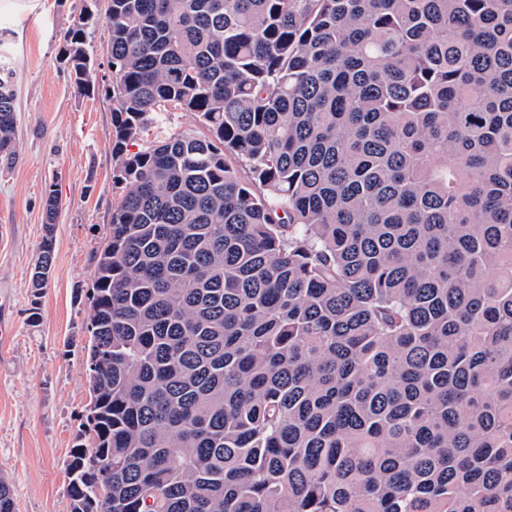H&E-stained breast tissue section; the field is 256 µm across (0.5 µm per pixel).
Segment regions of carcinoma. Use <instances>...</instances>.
Returning <instances> with one entry per match:
<instances>
[{
	"mask_svg": "<svg viewBox=\"0 0 512 512\" xmlns=\"http://www.w3.org/2000/svg\"><path fill=\"white\" fill-rule=\"evenodd\" d=\"M110 4L71 512H512V0ZM183 130L203 131V128L199 125L198 119L192 112H171L167 123L163 127L150 128L148 135L146 134L143 140L133 142V144L129 146V150L130 152H136L149 141Z\"/></svg>",
	"mask_w": 512,
	"mask_h": 512,
	"instance_id": "carcinoma-1",
	"label": "carcinoma"
}]
</instances>
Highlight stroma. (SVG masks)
<instances>
[{
  "instance_id": "stroma-1",
  "label": "stroma",
  "mask_w": 512,
  "mask_h": 512,
  "mask_svg": "<svg viewBox=\"0 0 512 512\" xmlns=\"http://www.w3.org/2000/svg\"><path fill=\"white\" fill-rule=\"evenodd\" d=\"M105 4L46 0L27 17L19 39L11 35V19L0 17V59L13 73L18 117L15 155L0 157V314L16 329L0 350V477L12 486L15 512H71L66 464L89 402L86 293L118 196L112 103L77 93L57 57L66 31L92 9L86 43L97 55L96 77L108 75ZM51 186L60 202L54 268L36 300L31 274Z\"/></svg>"
}]
</instances>
